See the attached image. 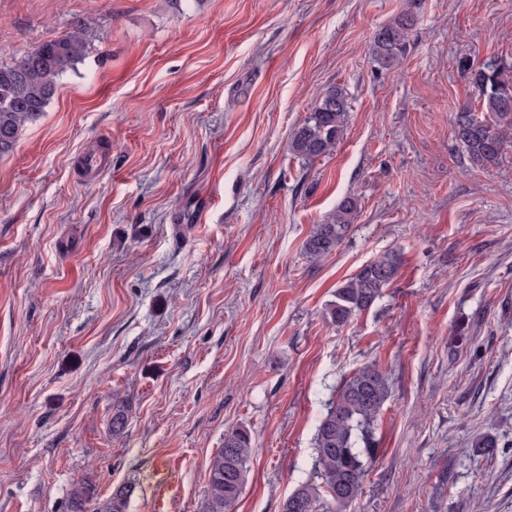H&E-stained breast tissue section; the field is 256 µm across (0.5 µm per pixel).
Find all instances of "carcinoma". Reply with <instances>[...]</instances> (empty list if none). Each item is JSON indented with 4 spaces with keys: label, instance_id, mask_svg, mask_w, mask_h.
<instances>
[{
    "label": "carcinoma",
    "instance_id": "carcinoma-1",
    "mask_svg": "<svg viewBox=\"0 0 512 512\" xmlns=\"http://www.w3.org/2000/svg\"><path fill=\"white\" fill-rule=\"evenodd\" d=\"M417 25L413 12L404 10L374 36L371 59L383 70L398 68L410 48ZM91 43L82 29L32 46L16 62L0 65V156L13 151L25 127L49 105L57 81L89 54ZM461 72L478 92L484 114L463 108L454 119V136L475 167L499 160L512 142V72L495 61L478 68L461 64ZM349 105L346 94L334 87L312 108L291 135V151L313 161L335 150L344 135ZM358 213L355 198L347 197L325 223L314 225L303 243L317 262L327 257L347 236ZM400 267L394 252L364 264L336 288L324 317L336 327L371 309L383 298ZM390 395L387 378L373 364L345 377L327 404L315 434L313 471L316 478L300 482L282 504V512H347L361 493L369 465L377 453L375 430ZM252 439L245 429L224 436V445L208 464L207 490L199 512H233L248 472ZM133 489L116 488L99 512H129ZM95 490L76 483L69 493L68 512H85Z\"/></svg>",
    "mask_w": 512,
    "mask_h": 512
}]
</instances>
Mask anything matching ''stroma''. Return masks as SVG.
<instances>
[{
    "mask_svg": "<svg viewBox=\"0 0 512 512\" xmlns=\"http://www.w3.org/2000/svg\"><path fill=\"white\" fill-rule=\"evenodd\" d=\"M403 10L409 52L379 70L369 45ZM81 24L89 55L0 157V512H66L81 481L198 512L238 428L234 512H281L327 401L371 363L390 397L348 512H512V149L473 168L453 134L480 108L459 62L512 67V0H0V65ZM334 86L344 136L298 159ZM348 196L347 237L310 261ZM388 251L383 298L327 323ZM358 213V203L353 197H346L325 223L314 225L303 243L307 256L312 261L327 257L347 236ZM400 267L399 256L388 252L364 264L357 273L336 288L324 317L336 327L371 309L383 298L384 291L395 280Z\"/></svg>",
    "mask_w": 512,
    "mask_h": 512,
    "instance_id": "35a3bbf8",
    "label": "stroma"
}]
</instances>
